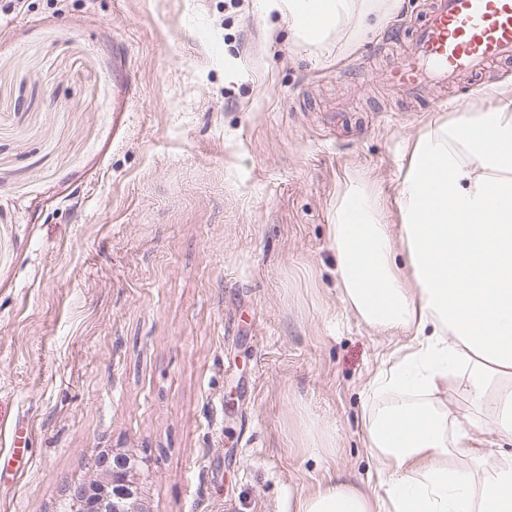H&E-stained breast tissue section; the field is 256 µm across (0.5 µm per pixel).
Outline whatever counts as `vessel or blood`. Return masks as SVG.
<instances>
[{
    "label": "vessel or blood",
    "mask_w": 512,
    "mask_h": 512,
    "mask_svg": "<svg viewBox=\"0 0 512 512\" xmlns=\"http://www.w3.org/2000/svg\"><path fill=\"white\" fill-rule=\"evenodd\" d=\"M512 61V0H429L410 27L404 58L386 73L396 94L415 98L430 86L468 77L483 86L486 68Z\"/></svg>",
    "instance_id": "b4317fda"
}]
</instances>
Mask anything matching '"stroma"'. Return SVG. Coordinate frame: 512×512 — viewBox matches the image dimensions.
<instances>
[{"mask_svg":"<svg viewBox=\"0 0 512 512\" xmlns=\"http://www.w3.org/2000/svg\"><path fill=\"white\" fill-rule=\"evenodd\" d=\"M426 0L357 44L263 0H26L0 24V512H59L133 453L149 512H297L374 479L361 421L412 334L336 291V194L387 223L438 114L381 78Z\"/></svg>","mask_w":512,"mask_h":512,"instance_id":"1","label":"stroma"}]
</instances>
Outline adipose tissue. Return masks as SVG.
Segmentation results:
<instances>
[{"mask_svg":"<svg viewBox=\"0 0 512 512\" xmlns=\"http://www.w3.org/2000/svg\"><path fill=\"white\" fill-rule=\"evenodd\" d=\"M399 2L267 7L300 41L322 46L336 33L355 41L385 26ZM495 94L494 106L435 118L415 138L398 225L384 223L380 197L359 177L336 196L330 240L343 302L365 324L414 331L416 342L370 383L390 398L365 419L366 445L389 478L384 495L338 474L298 512H512V83ZM459 368L476 414L448 408V378Z\"/></svg>","mask_w":512,"mask_h":512,"instance_id":"adipose-tissue-1","label":"adipose tissue"}]
</instances>
